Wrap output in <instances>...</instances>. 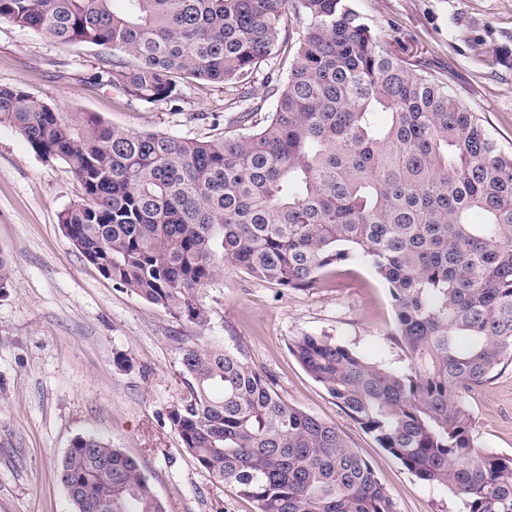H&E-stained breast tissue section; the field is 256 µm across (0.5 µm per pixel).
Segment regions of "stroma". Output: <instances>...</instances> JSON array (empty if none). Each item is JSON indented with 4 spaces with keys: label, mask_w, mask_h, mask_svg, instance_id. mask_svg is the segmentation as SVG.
Instances as JSON below:
<instances>
[{
    "label": "stroma",
    "mask_w": 512,
    "mask_h": 512,
    "mask_svg": "<svg viewBox=\"0 0 512 512\" xmlns=\"http://www.w3.org/2000/svg\"><path fill=\"white\" fill-rule=\"evenodd\" d=\"M368 24L409 47L422 68L512 151V0H351ZM107 48L58 45L0 23V86L111 126L207 139L233 129L224 87L196 81L178 107L145 105L97 73ZM82 196L68 162L39 156L0 125V512H73L56 471L72 440L96 434L135 457L167 512H255L184 448L167 412L183 397L182 342L243 352L287 403L336 426L369 461L398 512H460L438 484L416 479L345 414L289 352L327 335L398 369L386 285L366 266L332 267L315 287L286 290L228 265L201 292L199 326L117 287L84 260L58 220ZM481 447L512 455V365L467 396Z\"/></svg>",
    "instance_id": "obj_1"
}]
</instances>
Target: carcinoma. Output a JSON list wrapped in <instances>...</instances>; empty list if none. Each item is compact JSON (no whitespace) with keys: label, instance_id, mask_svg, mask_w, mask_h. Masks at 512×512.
Instances as JSON below:
<instances>
[{"label":"carcinoma","instance_id":"carcinoma-1","mask_svg":"<svg viewBox=\"0 0 512 512\" xmlns=\"http://www.w3.org/2000/svg\"><path fill=\"white\" fill-rule=\"evenodd\" d=\"M0 22L112 49L98 79L144 104L176 105L193 79L222 83L248 128L136 133L0 86V123L73 167L83 197L59 223L88 263L197 325L200 291L226 262L299 290L339 264L371 267L407 365L330 336H298L290 353L462 512H512V455L477 445L464 404L512 363V153L447 83L391 50L348 0H0ZM287 52V81L266 77L275 104L263 116L249 88ZM179 364L187 394L171 425L256 512H398L336 427L286 403L243 353L185 343ZM58 472L66 493L77 487L74 512H166L138 461L99 436L76 437Z\"/></svg>","mask_w":512,"mask_h":512}]
</instances>
